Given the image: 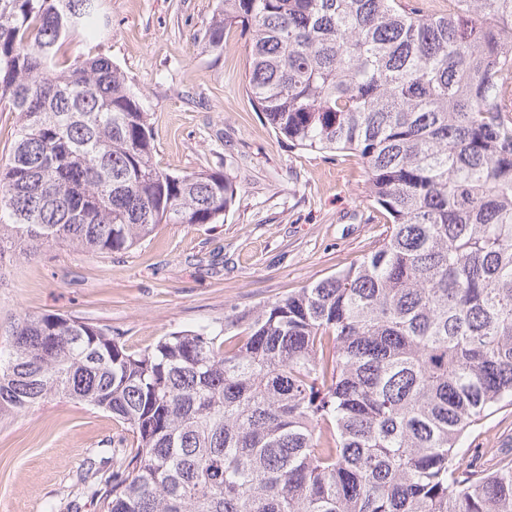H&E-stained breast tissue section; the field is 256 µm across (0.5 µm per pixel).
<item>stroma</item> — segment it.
Segmentation results:
<instances>
[{
    "label": "stroma",
    "instance_id": "obj_1",
    "mask_svg": "<svg viewBox=\"0 0 512 512\" xmlns=\"http://www.w3.org/2000/svg\"><path fill=\"white\" fill-rule=\"evenodd\" d=\"M219 0H106V53L151 115L155 160L170 173L220 169L237 181L220 224H163L121 253L53 246L0 269V317L54 312L108 328L129 350L273 301L369 253L384 215L354 155L294 149L243 86L247 42L201 34ZM127 431L109 413L54 399L0 419V512H99L89 486L108 477ZM474 460L512 448V406L480 421Z\"/></svg>",
    "mask_w": 512,
    "mask_h": 512
}]
</instances>
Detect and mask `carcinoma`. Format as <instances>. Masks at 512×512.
Instances as JSON below:
<instances>
[{
	"instance_id": "obj_1",
	"label": "carcinoma",
	"mask_w": 512,
	"mask_h": 512,
	"mask_svg": "<svg viewBox=\"0 0 512 512\" xmlns=\"http://www.w3.org/2000/svg\"><path fill=\"white\" fill-rule=\"evenodd\" d=\"M448 2L220 0L205 28L219 54L246 34L245 91L280 137L361 159L387 218L370 253L141 352L59 313L0 322V417L65 397L131 433L100 512H512V460L462 443L512 405V0ZM79 33L108 38L102 0H0V267L235 203L219 169L157 166L110 57L57 67ZM15 122L14 112H0V162L5 160L13 143Z\"/></svg>"
}]
</instances>
